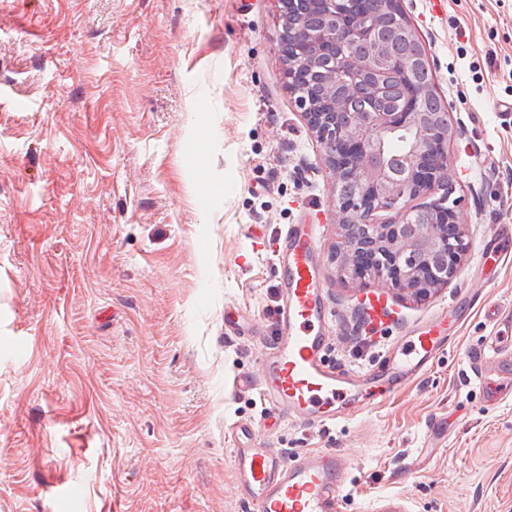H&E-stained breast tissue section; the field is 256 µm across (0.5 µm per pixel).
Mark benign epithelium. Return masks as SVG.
Masks as SVG:
<instances>
[{"mask_svg": "<svg viewBox=\"0 0 512 512\" xmlns=\"http://www.w3.org/2000/svg\"><path fill=\"white\" fill-rule=\"evenodd\" d=\"M309 11L323 13V25L308 29L282 14L278 49L285 57V77L292 82L297 67L323 74L315 98L297 102L320 142L337 141L343 150L325 155L336 191L341 242L334 261L346 283L372 279L400 296L422 301L448 287L468 252L465 225L458 223L459 200L448 191V142L455 136L451 121L435 122L422 112H399L385 102L394 83L411 84L430 68L426 52L396 59L381 37L382 18L398 14L399 37L418 36L401 0H377V18L366 21L336 11V0H303ZM361 44L365 55L348 57L345 49ZM363 92L364 112L349 109L351 97ZM403 131L408 144L394 169L387 140ZM352 191L345 193L344 188ZM418 198L424 202L407 206ZM393 217L380 222L377 214Z\"/></svg>", "mask_w": 512, "mask_h": 512, "instance_id": "obj_1", "label": "benign epithelium"}]
</instances>
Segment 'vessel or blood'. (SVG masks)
<instances>
[{
  "mask_svg": "<svg viewBox=\"0 0 512 512\" xmlns=\"http://www.w3.org/2000/svg\"><path fill=\"white\" fill-rule=\"evenodd\" d=\"M283 303L279 332L264 376L254 382L238 376L239 391L260 390L273 416L293 418L310 426L335 422L342 404L356 396L383 397L426 372L447 349L451 337L447 315L419 326L407 340V350L392 354L357 380H349L323 360L327 318L324 286L315 264L316 237L312 225H290L281 244ZM235 487L244 501L261 512H337L346 468L341 453L306 451L285 460L268 448L233 445Z\"/></svg>",
  "mask_w": 512,
  "mask_h": 512,
  "instance_id": "obj_1",
  "label": "vessel or blood"
}]
</instances>
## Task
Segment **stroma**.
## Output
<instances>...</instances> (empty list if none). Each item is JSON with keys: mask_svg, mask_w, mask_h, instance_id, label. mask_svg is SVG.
<instances>
[{"mask_svg": "<svg viewBox=\"0 0 512 512\" xmlns=\"http://www.w3.org/2000/svg\"><path fill=\"white\" fill-rule=\"evenodd\" d=\"M456 135L466 261L430 298L342 283L336 198L288 90L278 0H0V512H253L227 437L340 450V512H512V0H401ZM320 227L325 360L357 377L468 288L448 350L334 425L272 419L278 245ZM240 315L224 327V307ZM78 496H70V488Z\"/></svg>", "mask_w": 512, "mask_h": 512, "instance_id": "obj_1", "label": "stroma"}]
</instances>
